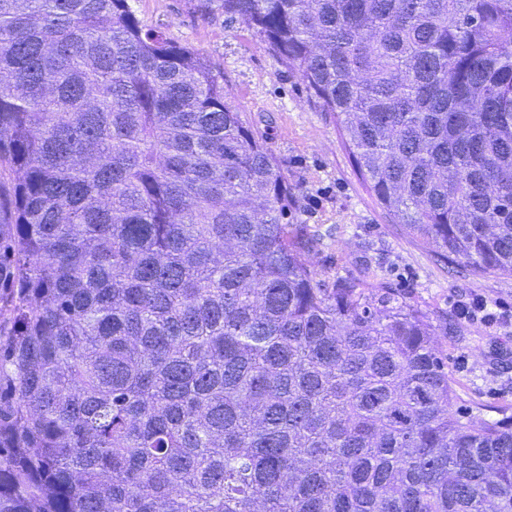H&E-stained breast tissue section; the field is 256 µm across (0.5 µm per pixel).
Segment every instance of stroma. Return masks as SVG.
<instances>
[{"label": "stroma", "instance_id": "obj_1", "mask_svg": "<svg viewBox=\"0 0 512 512\" xmlns=\"http://www.w3.org/2000/svg\"><path fill=\"white\" fill-rule=\"evenodd\" d=\"M141 25L201 53L227 101L262 136L295 197L289 223L317 235L320 278L389 288L432 318L458 411L474 421L512 418V277L471 274L394 223L362 182L335 118L252 29L205 13L200 0H132ZM482 302V311L463 307Z\"/></svg>", "mask_w": 512, "mask_h": 512}]
</instances>
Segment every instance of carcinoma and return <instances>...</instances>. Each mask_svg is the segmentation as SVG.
Segmentation results:
<instances>
[{
  "instance_id": "1",
  "label": "carcinoma",
  "mask_w": 512,
  "mask_h": 512,
  "mask_svg": "<svg viewBox=\"0 0 512 512\" xmlns=\"http://www.w3.org/2000/svg\"><path fill=\"white\" fill-rule=\"evenodd\" d=\"M382 208L512 275V0H204ZM288 180L130 0H0V512H512L436 326L316 277Z\"/></svg>"
}]
</instances>
